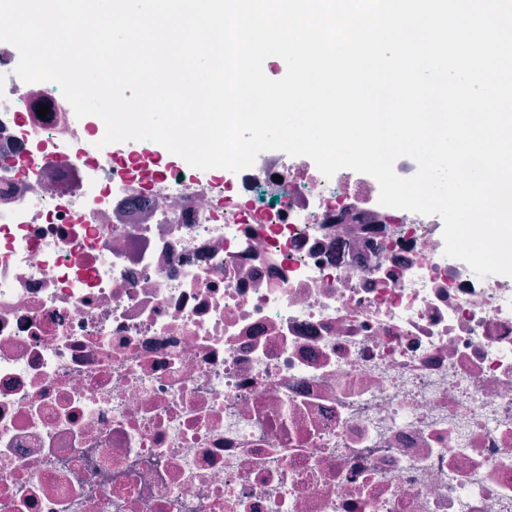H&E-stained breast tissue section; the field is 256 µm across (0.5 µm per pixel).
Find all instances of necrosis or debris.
Masks as SVG:
<instances>
[{
	"instance_id": "4bbe7bcc",
	"label": "necrosis or debris",
	"mask_w": 512,
	"mask_h": 512,
	"mask_svg": "<svg viewBox=\"0 0 512 512\" xmlns=\"http://www.w3.org/2000/svg\"><path fill=\"white\" fill-rule=\"evenodd\" d=\"M16 65L0 512H512V276L363 173L96 147Z\"/></svg>"
}]
</instances>
